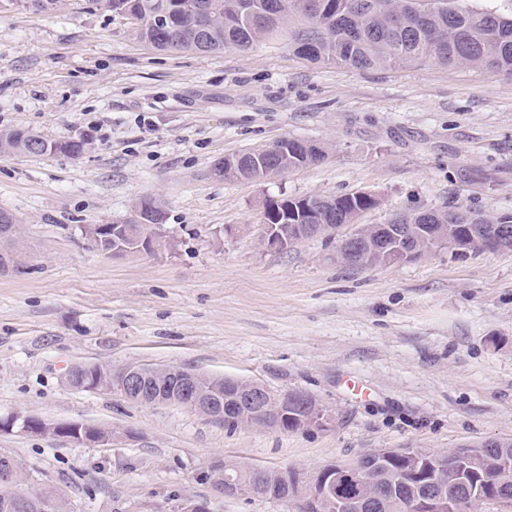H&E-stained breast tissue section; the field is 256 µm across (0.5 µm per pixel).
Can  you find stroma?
<instances>
[{"mask_svg":"<svg viewBox=\"0 0 512 512\" xmlns=\"http://www.w3.org/2000/svg\"><path fill=\"white\" fill-rule=\"evenodd\" d=\"M81 140V157L0 159V209L22 227V270L0 274V418L80 422L110 444L0 433L30 488L70 512H292L224 495L216 460L311 475L373 448L512 438V252L440 249L365 269L320 236L261 246L273 197L373 193L383 224L417 206L512 211V77L466 68L313 65L286 42L163 53L125 18L67 0L0 8V129ZM288 137L325 158L262 182L214 173ZM161 207L170 246L103 253L86 224ZM88 363L172 366L312 395L324 430L228 429L190 407L67 382Z\"/></svg>","mask_w":512,"mask_h":512,"instance_id":"stroma-1","label":"stroma"}]
</instances>
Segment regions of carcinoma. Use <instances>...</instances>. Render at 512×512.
<instances>
[{
  "instance_id": "carcinoma-1",
  "label": "carcinoma",
  "mask_w": 512,
  "mask_h": 512,
  "mask_svg": "<svg viewBox=\"0 0 512 512\" xmlns=\"http://www.w3.org/2000/svg\"><path fill=\"white\" fill-rule=\"evenodd\" d=\"M462 0H85L88 8L130 18L135 36L158 51L210 54L225 49L246 51L262 40L287 31L288 52L322 65L359 70L436 64L465 66L512 75V15L461 5ZM167 13L172 26L154 22ZM82 143L48 139L34 131L0 129V158L12 155L71 154ZM324 158L321 148L295 138H283L273 149L224 158V177L263 180L278 171L304 168ZM377 200L345 193L269 200L265 219L281 227L280 248L299 240L302 224H353L357 213ZM399 224H415L427 235L441 225L454 226V235L467 238L478 227L512 224V212L473 215L461 208L416 209L394 217ZM392 251L378 257L364 246L350 255L336 254V262L367 268L415 260L403 239L387 235ZM106 366L88 364L72 386L81 388L102 377ZM150 389L168 400H180L182 387L175 377H149ZM198 388L224 400V379L203 376ZM311 403L290 400L281 406L280 429L304 428ZM481 463L452 488L470 493L483 485L503 454L512 456V439L476 444Z\"/></svg>"
}]
</instances>
